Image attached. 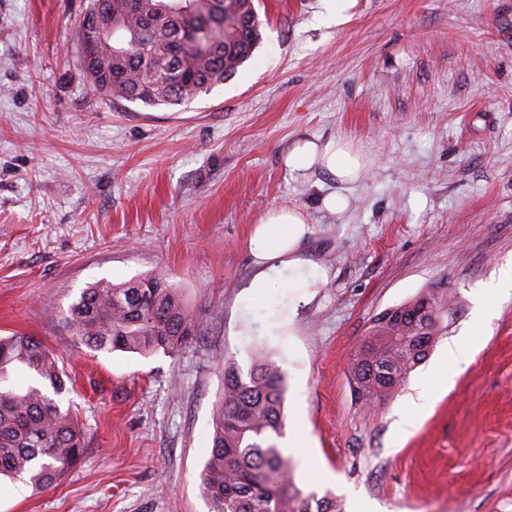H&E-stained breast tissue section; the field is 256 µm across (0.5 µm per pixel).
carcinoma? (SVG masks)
<instances>
[{"mask_svg": "<svg viewBox=\"0 0 512 512\" xmlns=\"http://www.w3.org/2000/svg\"><path fill=\"white\" fill-rule=\"evenodd\" d=\"M112 15L124 18L126 44L121 66L114 64L112 20L100 14L101 0H88L79 21L96 19L101 36L80 62L93 90L144 106L182 105L232 79L261 44L264 22L254 0H107ZM451 292L426 288L397 306L400 320L372 323L350 364L355 398L391 397L428 356L441 336ZM424 307L435 321L412 322ZM67 325L79 342L95 351L149 355L175 353L196 336L197 319L182 295L160 275L84 288L69 307ZM22 366L33 377L25 388L12 385ZM59 357L32 336L0 337V475L36 490L57 485L83 457L86 434L76 413L62 409L68 391ZM286 385L268 360L242 376L224 363V396L213 415V436L201 491L210 512H339L336 499L305 494L295 484L283 436Z\"/></svg>", "mask_w": 512, "mask_h": 512, "instance_id": "cac0c4a2", "label": "carcinoma"}]
</instances>
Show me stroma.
I'll list each match as a JSON object with an SVG mask.
<instances>
[{"label": "stroma", "instance_id": "stroma-1", "mask_svg": "<svg viewBox=\"0 0 512 512\" xmlns=\"http://www.w3.org/2000/svg\"><path fill=\"white\" fill-rule=\"evenodd\" d=\"M88 0H0V336L35 337L87 428L66 478L0 477V512H209L200 475L224 364L271 357L285 379L279 445L303 492L343 512H512V299L488 298L484 346L407 399L475 298L512 261V0H258L263 41L223 85L179 106L93 91L79 61ZM365 156L343 210L322 171L291 175L302 138ZM292 207L324 266L305 299L249 295L251 238ZM164 274L197 317L176 354L94 352L67 323L82 289ZM457 310L385 403L356 402L348 363L375 315L431 287ZM293 306L284 323V306ZM432 375V374H431ZM429 376L423 378L416 386V396L408 399V413L405 414L398 424V431L401 434H410V429L415 426L418 416L429 406L432 396Z\"/></svg>", "mask_w": 512, "mask_h": 512}]
</instances>
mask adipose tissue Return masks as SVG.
<instances>
[{"instance_id": "obj_1", "label": "adipose tissue", "mask_w": 512, "mask_h": 512, "mask_svg": "<svg viewBox=\"0 0 512 512\" xmlns=\"http://www.w3.org/2000/svg\"><path fill=\"white\" fill-rule=\"evenodd\" d=\"M290 173L302 174L320 167L342 184L358 180L361 161L358 154L336 141L321 143L308 140L297 144L285 158ZM311 232L305 215L296 209L279 208L269 211L257 224L252 242L255 273L249 283L251 294L258 295L283 282V271H291L286 281L295 289L313 288L326 281L327 272L321 266L298 255V247Z\"/></svg>"}]
</instances>
